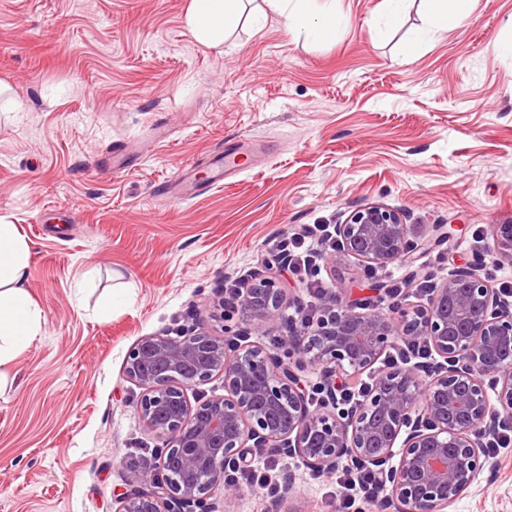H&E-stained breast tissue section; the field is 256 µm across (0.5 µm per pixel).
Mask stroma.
<instances>
[{
    "instance_id": "35a3bbf8",
    "label": "stroma",
    "mask_w": 512,
    "mask_h": 512,
    "mask_svg": "<svg viewBox=\"0 0 512 512\" xmlns=\"http://www.w3.org/2000/svg\"><path fill=\"white\" fill-rule=\"evenodd\" d=\"M190 0H0V221L30 245L40 336L0 365V512H117L164 439L124 375L144 336L224 329V284L261 272L270 240L380 203L445 249L412 267L326 255L321 278L375 300L408 269L443 279L476 229L512 224V0H473L464 23L426 26L418 0L391 26L383 0H339L328 43L262 14L223 51L184 24ZM238 164L222 187L156 199L186 164ZM296 474L289 512H335L329 477ZM448 512H512V447Z\"/></svg>"
}]
</instances>
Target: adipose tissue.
I'll return each mask as SVG.
<instances>
[{
    "mask_svg": "<svg viewBox=\"0 0 512 512\" xmlns=\"http://www.w3.org/2000/svg\"><path fill=\"white\" fill-rule=\"evenodd\" d=\"M289 32L314 42L333 40L340 22L338 0H266ZM243 0H191L185 25L200 44L223 49L242 22ZM30 246L16 226L0 224V364L40 336L42 310L25 287Z\"/></svg>",
    "mask_w": 512,
    "mask_h": 512,
    "instance_id": "adipose-tissue-1",
    "label": "adipose tissue"
}]
</instances>
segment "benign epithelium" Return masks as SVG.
<instances>
[{"label":"benign epithelium","instance_id":"obj_1","mask_svg":"<svg viewBox=\"0 0 512 512\" xmlns=\"http://www.w3.org/2000/svg\"><path fill=\"white\" fill-rule=\"evenodd\" d=\"M490 237V255L475 254L425 302L363 312V301L330 295L318 318L277 349L230 326L140 339L125 376L143 390L139 418L166 445L156 449L161 478L139 475L118 512H211L218 488L228 504L244 489L227 478L226 464L252 465L249 448L295 457L315 474L344 460L365 465L386 490L375 512H446L487 467L491 440L512 432V292L483 273L488 260L512 261V224L491 225ZM446 238L436 226L414 239L403 214L379 203L336 225L337 251L371 266L405 263ZM286 305L277 276H262L244 317L258 332ZM401 341L425 344L436 369L396 364L359 406L344 408L332 396L309 408L305 367L333 386L339 373L371 369ZM215 375L224 377V395L192 405L188 389Z\"/></svg>","mask_w":512,"mask_h":512}]
</instances>
